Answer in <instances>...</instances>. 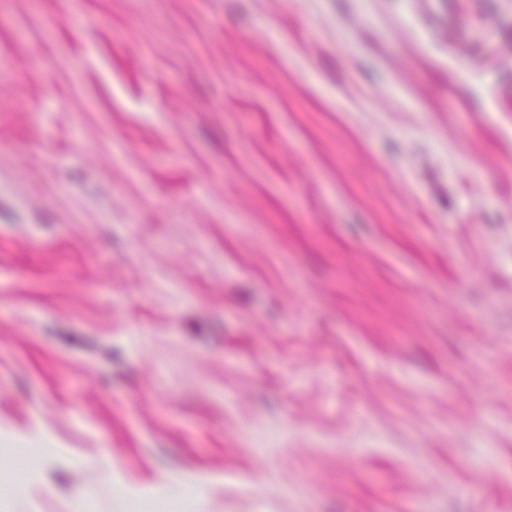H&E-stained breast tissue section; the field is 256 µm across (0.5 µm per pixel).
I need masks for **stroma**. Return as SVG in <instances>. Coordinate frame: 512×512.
Returning <instances> with one entry per match:
<instances>
[{"mask_svg": "<svg viewBox=\"0 0 512 512\" xmlns=\"http://www.w3.org/2000/svg\"><path fill=\"white\" fill-rule=\"evenodd\" d=\"M36 425L42 512H512V0H0Z\"/></svg>", "mask_w": 512, "mask_h": 512, "instance_id": "1", "label": "stroma"}]
</instances>
